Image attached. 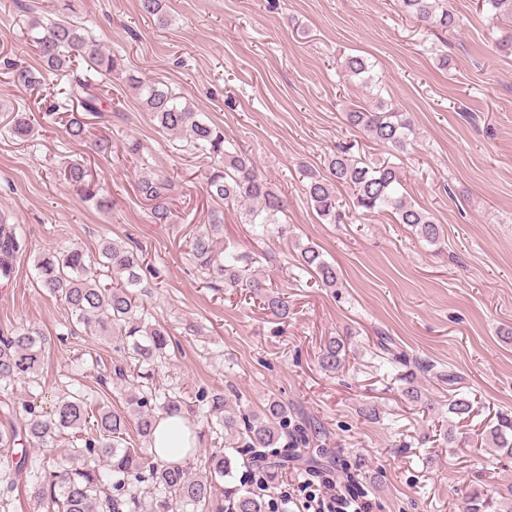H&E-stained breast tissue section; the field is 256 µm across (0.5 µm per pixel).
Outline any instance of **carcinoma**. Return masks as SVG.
Returning a JSON list of instances; mask_svg holds the SVG:
<instances>
[{"instance_id":"obj_1","label":"carcinoma","mask_w":512,"mask_h":512,"mask_svg":"<svg viewBox=\"0 0 512 512\" xmlns=\"http://www.w3.org/2000/svg\"><path fill=\"white\" fill-rule=\"evenodd\" d=\"M142 11L166 24L162 0H140ZM491 17L512 24V0H484ZM402 10L428 27L453 32L459 20L448 10L446 0H400ZM28 36L35 47L41 67L47 73L68 77L61 102L49 112L69 114L66 128L73 138L84 134L85 122L80 114H97L108 108L95 75H109L120 68L119 60L86 34L85 28L63 17L43 23L33 17ZM17 81L25 87L41 84L43 76L19 62L11 64ZM345 76L361 80L375 91L373 108H353L346 113L348 124L361 130L367 138L388 148V155L377 160L356 159L345 150L329 157L326 172H304L306 194L318 216L329 224L343 222L345 212L337 195L338 186L352 190L354 208L363 213L389 211L399 224L411 227L414 234L430 243L439 241L443 229L433 216L416 207L404 195L401 170L393 158L407 150L415 139V130L404 113L397 111L382 96V87L371 74L367 58L347 55L339 62ZM140 91L142 105L163 132L184 137L192 151L217 161L207 179V193L226 206H240L241 223L253 224L263 236L284 237L286 223L279 214L284 200L261 177L246 154L225 143L224 133L203 113L195 111L167 86L145 84L131 79ZM64 179L72 186L92 194L91 172L80 164L65 166ZM140 192L153 202L152 217L159 223L169 222V179L145 175L139 182ZM23 239L17 227L0 226V268L10 270L9 261L19 252ZM99 262L88 261L83 251L73 246L37 262L39 282L49 294L58 298L72 318L103 336L120 338L127 358L137 365H151L166 358L168 332L149 323L144 307L138 303L134 289L143 287L140 258L115 241L100 245ZM191 259L206 278L224 283L226 288L246 286L262 295L269 314L279 320L288 317V301L266 292L267 284L254 269L257 259L238 254L224 242L223 212L210 213L207 224L193 237ZM297 269L314 275L325 288L338 287L336 268L327 262L319 249L308 244L299 248ZM110 276L112 287L100 283ZM379 350L390 356V363L404 367L397 376L401 392L435 412L431 400L422 398L417 385L418 373L428 370L423 362L409 358L392 347V339L377 341ZM47 337L33 328L0 332V395L14 396L17 387L24 394L8 404L11 423L0 431V512H11L18 478L29 479L30 497L36 512H141V485L152 487L151 512H182L191 507L197 512H266L263 497L235 486L226 485L237 460L224 453L226 448H243L253 457H276L275 463L286 464L298 457V450L309 444L306 428L288 426V405L271 399L256 414L241 413L222 393L196 396L188 406L177 393L144 390L135 383L125 390V406L102 408L89 416L92 403L79 389L66 388L58 394L51 412L37 405V391ZM346 342L329 338L320 357L321 367L329 372L344 368ZM473 402L462 394L448 397V413L468 417ZM161 418H179L206 424L214 436V449L208 459V471L192 470L194 448H179L178 463L165 462L153 453H143L128 442L129 428H135L145 445L153 441L156 423ZM71 436L68 452L58 456L59 438ZM25 448L17 449L18 444ZM486 445L512 455V417L503 415L489 431ZM41 455L30 453V449ZM497 498L474 490L465 500L464 512H494Z\"/></svg>"}]
</instances>
